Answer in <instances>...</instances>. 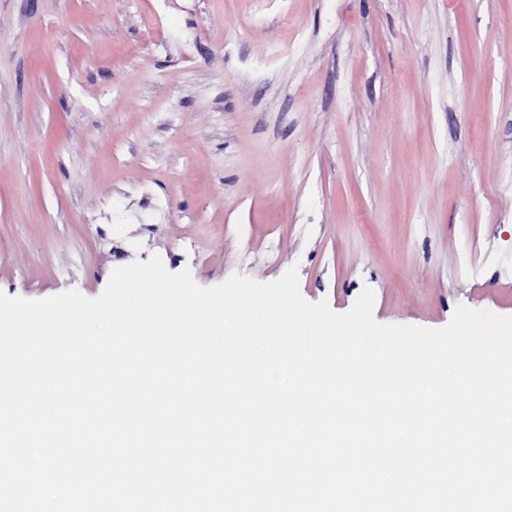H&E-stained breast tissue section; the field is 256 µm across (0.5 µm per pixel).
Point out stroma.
<instances>
[{"label":"stroma","instance_id":"1","mask_svg":"<svg viewBox=\"0 0 512 512\" xmlns=\"http://www.w3.org/2000/svg\"><path fill=\"white\" fill-rule=\"evenodd\" d=\"M154 254L512 315V0H0V292Z\"/></svg>","mask_w":512,"mask_h":512}]
</instances>
